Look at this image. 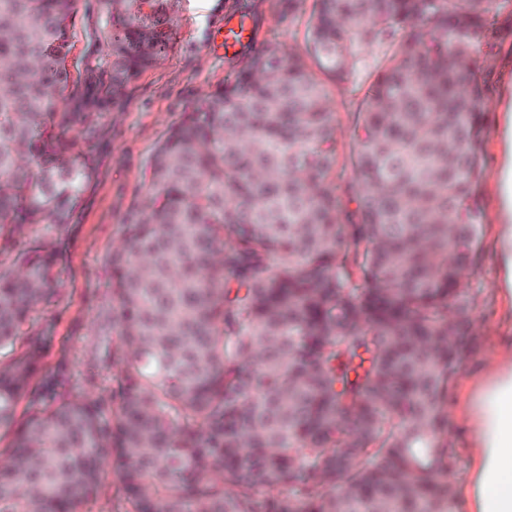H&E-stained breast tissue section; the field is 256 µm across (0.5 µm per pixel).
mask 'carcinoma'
Here are the masks:
<instances>
[{"label":"carcinoma","instance_id":"obj_1","mask_svg":"<svg viewBox=\"0 0 512 512\" xmlns=\"http://www.w3.org/2000/svg\"><path fill=\"white\" fill-rule=\"evenodd\" d=\"M168 0H103L105 97L166 46ZM512 0H313L305 55L270 45L184 113L112 251V396L20 422L13 341L59 244L0 271V512H82L105 468L127 512H455L448 383L484 91L474 54ZM75 0H0V240L68 224L87 178L62 112ZM373 69L346 202L325 82ZM355 209H349L350 204Z\"/></svg>","mask_w":512,"mask_h":512}]
</instances>
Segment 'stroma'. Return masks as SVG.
Wrapping results in <instances>:
<instances>
[{
	"label": "stroma",
	"instance_id": "obj_1",
	"mask_svg": "<svg viewBox=\"0 0 512 512\" xmlns=\"http://www.w3.org/2000/svg\"><path fill=\"white\" fill-rule=\"evenodd\" d=\"M243 9L255 18L257 48L278 46L288 54L303 50L312 0H178L164 53L125 87L115 102L102 99L100 88L111 72V29L101 0H76L68 31L70 73L63 105L67 112H85L86 123L66 133L70 153L89 160L91 174L67 224H34L26 239L57 241L61 248L58 285L38 300L30 320L15 338L25 352L40 347L39 369L31 387L42 396L91 391L112 392V336L99 326L111 306L109 258L127 214L147 199L145 169L155 148L203 92L223 88L239 61L209 50L210 34L225 11ZM477 78L485 91L481 164L483 177L475 192L480 236L468 273L473 299L470 317L477 331L448 388L456 401L465 379L480 371L501 337L512 336V318L498 291L501 257L497 242L500 209L499 168L503 115L499 99L512 84V10L504 9L483 39L477 54ZM369 84L360 77L347 85H328L336 116V151L340 158L336 185L354 178L349 156L350 130Z\"/></svg>",
	"mask_w": 512,
	"mask_h": 512
}]
</instances>
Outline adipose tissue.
<instances>
[{"label":"adipose tissue","mask_w":512,"mask_h":512,"mask_svg":"<svg viewBox=\"0 0 512 512\" xmlns=\"http://www.w3.org/2000/svg\"><path fill=\"white\" fill-rule=\"evenodd\" d=\"M500 178L501 294L512 310V135ZM456 411L461 431L471 436L465 487L469 512H512V341L499 348L480 375L466 380Z\"/></svg>","instance_id":"1"}]
</instances>
